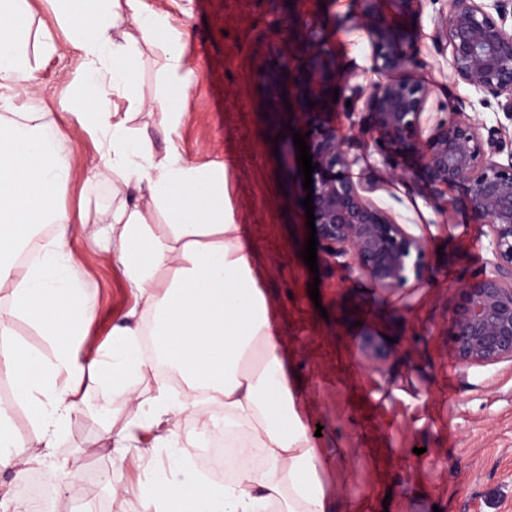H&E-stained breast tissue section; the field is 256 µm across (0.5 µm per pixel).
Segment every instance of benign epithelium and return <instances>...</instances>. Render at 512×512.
<instances>
[{
  "label": "benign epithelium",
  "mask_w": 512,
  "mask_h": 512,
  "mask_svg": "<svg viewBox=\"0 0 512 512\" xmlns=\"http://www.w3.org/2000/svg\"><path fill=\"white\" fill-rule=\"evenodd\" d=\"M420 0H362L373 65L387 75L364 104V120L377 134L376 149L389 162L405 156L424 170L433 199L453 188L475 214L489 223L491 271L456 289L450 316V351L463 367L512 361V148L496 127L450 112L430 132L421 117L429 91L421 80L403 76L411 65L415 30L404 22ZM512 0H448L437 25V40L448 50L454 77L512 112ZM297 37L300 62L291 70L312 162L314 225L327 265H353L370 285L399 290L429 274L422 238L407 232L373 202L378 185L353 177L364 156L352 154L322 119L334 105V89L351 75L340 73L323 48L321 24L313 16L288 22ZM316 105L310 107L308 102ZM506 160H501L502 154Z\"/></svg>",
  "instance_id": "1"
}]
</instances>
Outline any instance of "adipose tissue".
Here are the masks:
<instances>
[{"instance_id":"1","label":"adipose tissue","mask_w":512,"mask_h":512,"mask_svg":"<svg viewBox=\"0 0 512 512\" xmlns=\"http://www.w3.org/2000/svg\"><path fill=\"white\" fill-rule=\"evenodd\" d=\"M70 47L80 59L78 108L73 117L90 136L107 138L114 175L110 222L118 233L112 257L142 300L148 327L117 325L109 356L80 359L74 340L95 314L89 288L77 274L68 235L86 224L85 212L62 206L59 195L72 171L59 132L42 113L0 118V283L14 282L13 305L0 312V370L12 380L38 437L20 440L9 408L0 406V469L26 471L53 455L56 436L81 402L83 386L110 383L134 403L121 429L104 427L95 444L125 455L138 435L159 429L169 448L171 480L154 489L151 512H325L317 453L293 410L279 342L271 332L269 303L254 275L239 225L227 215L223 162L197 164L175 148L155 153L145 129L132 127L143 103L137 96L144 49L162 46L166 81L153 109L176 129L189 82L177 78L181 38L151 0H49ZM33 0H0V88L14 96L34 91L38 55L58 53L50 35L31 37ZM109 84L112 97L100 95ZM125 98L118 111L115 97ZM138 199L125 201L128 188ZM55 234L36 252L31 241L44 226ZM32 322L56 345L54 359L16 341L13 317ZM168 365L182 386L161 385L139 399L129 379L144 365ZM223 412L234 432L261 456L221 485L182 465L189 452L179 437L181 418L201 430Z\"/></svg>"}]
</instances>
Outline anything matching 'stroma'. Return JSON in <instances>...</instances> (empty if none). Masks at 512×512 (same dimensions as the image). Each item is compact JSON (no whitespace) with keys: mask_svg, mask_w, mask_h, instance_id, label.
Listing matches in <instances>:
<instances>
[{"mask_svg":"<svg viewBox=\"0 0 512 512\" xmlns=\"http://www.w3.org/2000/svg\"><path fill=\"white\" fill-rule=\"evenodd\" d=\"M166 13L183 44L181 72L191 87L181 125L166 134L160 113H141L157 152L174 145L188 160L224 162L231 218L254 253V268L271 302V329L282 336L294 410L314 438L318 476L327 512H512V362L469 368L449 352L448 326L456 290L468 277L489 270V228L456 192L447 205L428 197L422 171L403 159L404 179L376 151L369 125L352 128L350 113L364 110L374 86L384 81L373 67V48L361 24V0H152ZM446 0H422L411 24L418 34L409 75L430 89L424 127L460 109L499 128L512 142V115L497 103L481 104L471 87L454 78L436 42ZM319 15L325 49L341 70L352 71L325 120L346 148L363 155L366 179L379 183L374 202L426 246L428 280L386 292L367 276L343 266L311 273L302 258L309 237L306 192L292 137L299 112L287 109L286 29L292 15ZM50 32L63 53L39 60L36 100L17 99L13 109L37 107L62 132L60 148L75 179L59 197L70 210L86 208L97 232L75 231L69 248L95 292L97 313L81 357L112 345L114 325H137L136 298L121 267L112 261L116 242L105 222L112 211V174L98 142L65 109L80 64L66 50L67 32L38 0L32 34ZM274 72L271 80L258 69ZM318 284L320 299L309 296ZM373 342L385 357L368 366L362 346ZM134 405L100 384L59 434L54 456L80 477L86 512H141L149 492L164 483L168 451L156 449V465L136 453L117 457L94 447L105 425L121 428ZM123 491L113 495L112 481Z\"/></svg>","mask_w":512,"mask_h":512,"instance_id":"35a3bbf8","label":"stroma"}]
</instances>
